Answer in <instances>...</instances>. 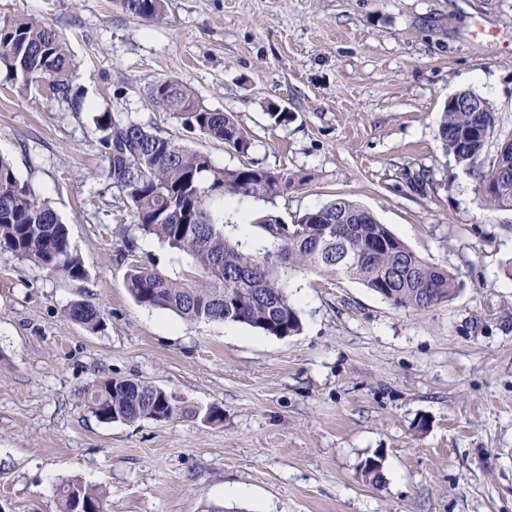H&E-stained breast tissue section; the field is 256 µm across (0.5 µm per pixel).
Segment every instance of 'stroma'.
Here are the masks:
<instances>
[{
  "instance_id": "stroma-1",
  "label": "stroma",
  "mask_w": 512,
  "mask_h": 512,
  "mask_svg": "<svg viewBox=\"0 0 512 512\" xmlns=\"http://www.w3.org/2000/svg\"><path fill=\"white\" fill-rule=\"evenodd\" d=\"M69 41L73 112L39 87L0 84V155L67 224L87 277L0 254V512H58V488L105 489L107 512H512V210H488L436 136L471 91L512 129V0H167L153 24L117 0H0ZM174 77L235 113L248 155L188 133L146 89ZM287 109L271 124L268 105ZM158 125L219 166L305 176L285 222L343 195L423 259L456 274L422 316L358 281L309 275L291 290L299 334L187 322L137 305L131 265L188 274L132 228L105 175L94 117ZM105 311L102 329L69 302ZM103 376L177 392L224 420L105 423L79 389ZM378 455L380 482L359 466ZM66 314L72 321L91 330H98L102 326V311L98 307L85 303L82 300L71 302L66 308Z\"/></svg>"
}]
</instances>
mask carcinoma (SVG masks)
<instances>
[{
  "label": "carcinoma",
  "instance_id": "1",
  "mask_svg": "<svg viewBox=\"0 0 512 512\" xmlns=\"http://www.w3.org/2000/svg\"><path fill=\"white\" fill-rule=\"evenodd\" d=\"M118 3L142 20L165 19L166 0ZM73 70L67 42L54 27L31 15L0 17V76L19 90L45 84L50 98L80 112L83 100L74 88ZM461 96L478 101L480 111L447 102L438 138L446 153L472 174L475 191L489 209L512 210V131L500 129L489 101L472 92ZM146 97L154 110L181 120L190 133L241 155L251 148L250 134L234 113L207 107L175 79L151 84ZM95 122L102 132L106 177L130 208L133 227L185 254L199 272L193 279H179L154 267L131 266L125 286L141 306L166 310L186 321L243 323L283 337L302 329L288 288L308 273L356 280L394 308L416 316L451 301L460 289L453 273L421 258L368 210L345 197L305 212L292 224L264 213L255 219L264 232L262 243L242 242L234 237L237 224L225 216L226 202L272 203L301 186L304 178L254 163L217 166L209 155L154 125L121 120L108 110L97 113ZM494 137L499 147L490 159L484 150ZM3 253L71 281L87 276L67 226L0 157ZM66 314L91 330L102 326V311L82 300L71 302ZM78 398L106 422L223 420L217 407L203 412L175 392L131 379L103 377L80 390ZM59 494V512H74L77 497L105 505L104 490L77 481L64 484Z\"/></svg>",
  "mask_w": 512,
  "mask_h": 512
}]
</instances>
